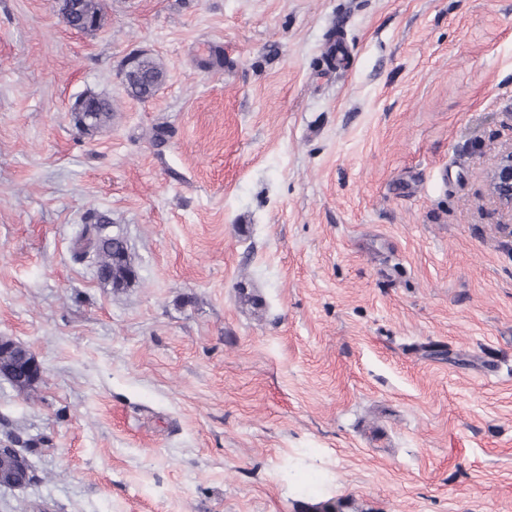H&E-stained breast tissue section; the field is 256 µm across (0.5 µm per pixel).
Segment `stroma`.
<instances>
[{
  "label": "stroma",
  "mask_w": 512,
  "mask_h": 512,
  "mask_svg": "<svg viewBox=\"0 0 512 512\" xmlns=\"http://www.w3.org/2000/svg\"><path fill=\"white\" fill-rule=\"evenodd\" d=\"M58 10L0 0V336L44 368L0 378V512H512V0ZM78 2V9L76 12L72 13L71 21H64L68 26L81 28L82 21L88 17H97L99 18V25L95 30H91L89 32L96 31L103 26L104 23V7L102 0H74ZM165 71L156 60L147 55L139 58L138 75L133 83L124 87L126 95L132 99L144 101L153 96L154 86L163 84ZM489 191L499 205L512 214V149L500 158L492 171ZM84 240L83 248L96 249V254L100 258L99 265L106 274L105 278L102 279L103 281L112 283L114 287H119L130 278L129 268L118 259L120 243L114 241L112 236H106L100 240L96 231L92 236H85ZM1 460L5 464L3 471L0 468V487L20 488L33 482L34 474L28 458L18 448L0 442Z\"/></svg>",
  "instance_id": "1"
}]
</instances>
